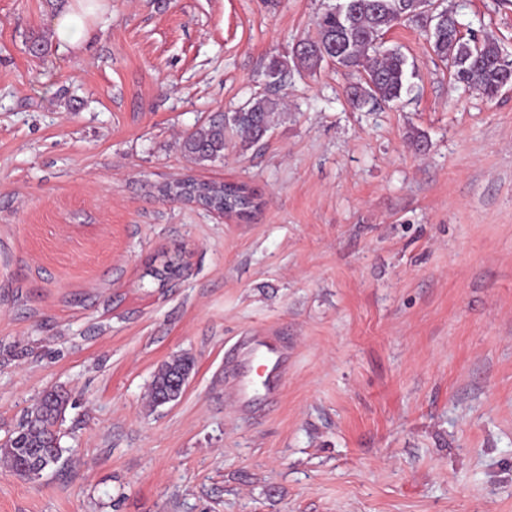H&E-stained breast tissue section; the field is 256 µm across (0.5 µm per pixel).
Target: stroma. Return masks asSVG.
<instances>
[{
	"label": "stroma",
	"mask_w": 512,
	"mask_h": 512,
	"mask_svg": "<svg viewBox=\"0 0 512 512\" xmlns=\"http://www.w3.org/2000/svg\"><path fill=\"white\" fill-rule=\"evenodd\" d=\"M334 2L112 0L80 53L35 56L49 0H0V443L67 398L63 464L0 469V512H512V87L455 84L416 23L385 36L402 104L352 109L327 64L269 85ZM435 3L512 60V0ZM259 94L286 104L262 140L184 156ZM179 178L259 207L163 200ZM253 330L289 360L258 417L224 384ZM188 180L191 186L196 188L200 201L204 205L223 208L224 211L235 213L239 218L249 216L258 207L255 194L244 185L231 182L197 181L191 178ZM206 208L214 213L224 214L222 210ZM193 368L194 360L188 355L173 356L170 360L165 361L154 374L150 384L152 403L157 406L166 404V397L174 392V388L178 393L173 399L175 401L184 390L188 378L178 379L181 375H189Z\"/></svg>",
	"instance_id": "35a3bbf8"
}]
</instances>
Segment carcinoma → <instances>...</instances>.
Listing matches in <instances>:
<instances>
[{"label":"carcinoma","mask_w":512,"mask_h":512,"mask_svg":"<svg viewBox=\"0 0 512 512\" xmlns=\"http://www.w3.org/2000/svg\"><path fill=\"white\" fill-rule=\"evenodd\" d=\"M425 7L424 0H337L336 8L330 7L316 18V36L297 44V64L313 73L322 63L331 61L338 69L357 73L358 80L346 89L349 102L357 109L399 102L411 92L407 85L408 60L400 49L384 47V35L405 22H425L433 24L429 34L433 52L449 66L454 80L488 97L496 95L509 74L501 63L503 55L498 43L489 37L481 41L466 39L455 12L445 8L427 14ZM287 69V62L271 59L267 67L270 83H282ZM278 107L275 100L255 97L230 116L215 113L183 138L181 149L199 162L221 159L231 134L247 143L260 141L270 129ZM191 186L203 204L240 218L258 207L255 194L241 184L193 179ZM193 368L194 360L188 355L164 362L150 384L152 403L165 404L166 397L174 392L175 382ZM66 405L60 391H44L15 435L0 445V467L27 478L38 460H45L50 469L58 466L65 452L60 446L58 425Z\"/></svg>","instance_id":"1"}]
</instances>
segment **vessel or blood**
Segmentation results:
<instances>
[{
  "label": "vessel or blood",
  "instance_id": "b4317fda",
  "mask_svg": "<svg viewBox=\"0 0 512 512\" xmlns=\"http://www.w3.org/2000/svg\"><path fill=\"white\" fill-rule=\"evenodd\" d=\"M232 393L237 406L248 410L257 396L277 397L288 371V350L280 337L251 334L240 337Z\"/></svg>",
  "mask_w": 512,
  "mask_h": 512
}]
</instances>
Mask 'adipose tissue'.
Segmentation results:
<instances>
[{"instance_id":"adipose-tissue-1","label":"adipose tissue","mask_w":512,"mask_h":512,"mask_svg":"<svg viewBox=\"0 0 512 512\" xmlns=\"http://www.w3.org/2000/svg\"><path fill=\"white\" fill-rule=\"evenodd\" d=\"M111 11V0H68L52 23L55 41L62 50H80L99 21Z\"/></svg>"}]
</instances>
